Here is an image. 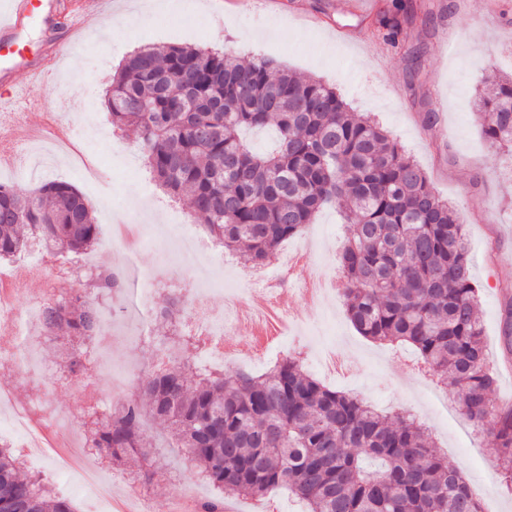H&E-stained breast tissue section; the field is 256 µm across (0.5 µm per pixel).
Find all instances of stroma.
Here are the masks:
<instances>
[{"label":"stroma","instance_id":"obj_1","mask_svg":"<svg viewBox=\"0 0 512 512\" xmlns=\"http://www.w3.org/2000/svg\"><path fill=\"white\" fill-rule=\"evenodd\" d=\"M165 0H110L105 11L87 16L80 49L56 73L52 90L39 106L18 102L27 126L37 128L60 97L70 98L68 119L85 138L87 152L101 160L97 179H88L73 159L55 153L49 163L37 158L38 142L25 145L14 169L0 173V184L30 189L45 180L76 186L87 199L103 232L94 248L98 264L117 265L107 229L113 221L143 225L149 239L134 256L133 269L146 272L167 265L171 284L140 302L133 286L107 303L112 333L118 341L102 359L93 360L80 383L65 378V357L46 341L34 356V370L0 366V392L12 404L0 405V439L19 447L26 431L14 426V406L38 414L44 405L78 409L88 387L108 394L111 384L132 380L168 366L162 342L168 326L155 315L176 298L186 299L195 282L205 294L211 322L224 306L242 296L247 283L243 261L220 266L207 253L188 257L181 228L204 234L186 197L166 194L136 147L133 136L113 131L104 97L123 59L139 47L171 44L202 48L225 43L244 59H275L290 71L336 87L350 111L375 118L402 150L428 175L436 194L447 199L461 218L479 289V315L486 360L497 372L493 397H512V367L502 355V320L512 298V157L484 140L472 107L475 88L490 73L512 74V0H421L398 43L374 36L386 0H207L208 14L172 11ZM437 120L426 125L424 116ZM347 232L335 209L319 213L314 224L281 248V254L310 249L319 269L339 272L338 256ZM285 306L297 323L270 351L266 364L244 362L242 370L263 373L266 365L299 357L305 370L336 390L358 395L383 414L408 411L428 430L437 451L466 474L484 512H512V493L497 473L492 441L473 431L462 415H447L418 377L419 358L410 348L361 336L350 322L340 293H327L318 308L286 292ZM55 371L44 381L37 368ZM145 433L158 446L167 444L163 424L147 420ZM25 467L64 487L79 512H111L113 500L126 501L130 512H177L178 496L191 493L202 502L213 490L191 467L167 452L155 463L148 501L132 497L121 471L103 469L104 491L88 492L78 477L61 480L50 457H33Z\"/></svg>","mask_w":512,"mask_h":512}]
</instances>
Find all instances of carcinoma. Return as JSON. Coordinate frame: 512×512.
<instances>
[{"mask_svg": "<svg viewBox=\"0 0 512 512\" xmlns=\"http://www.w3.org/2000/svg\"><path fill=\"white\" fill-rule=\"evenodd\" d=\"M411 0H391L379 34L394 44ZM112 128L136 135L159 184L189 195L194 216L224 249L263 265L322 208L349 224L339 257L348 317L363 336L412 346L449 388L475 428L492 438L512 490V408L492 400L478 318V288L465 226L425 172L374 121L357 117L331 87L274 61L238 60L229 49L170 45L133 53L107 91ZM487 143L512 148V78L485 77L474 100ZM275 127L279 147L258 154L244 129ZM100 234L83 195L62 181L30 190L0 185V259L39 240L51 254L88 251ZM90 288L46 304L41 328L66 346L70 377L90 364L100 304L123 284L98 267ZM137 396L82 411L85 445L111 464L139 462L152 485L156 444L145 418L171 429L174 448L218 496L267 499L286 488L304 512H481L457 466L406 413L391 422L356 395L338 392L288 357L261 375L210 372L187 358L151 372ZM0 512H76L44 478L23 471L0 441Z\"/></svg>", "mask_w": 512, "mask_h": 512, "instance_id": "carcinoma-1", "label": "carcinoma"}]
</instances>
